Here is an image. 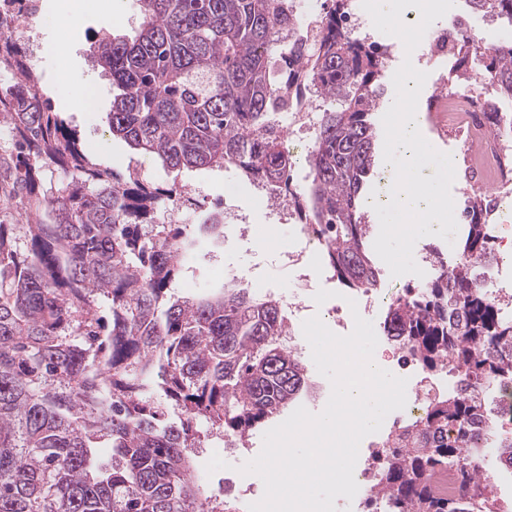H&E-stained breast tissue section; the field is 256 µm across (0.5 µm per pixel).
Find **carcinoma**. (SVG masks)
I'll return each instance as SVG.
<instances>
[{"label":"carcinoma","instance_id":"carcinoma-1","mask_svg":"<svg viewBox=\"0 0 512 512\" xmlns=\"http://www.w3.org/2000/svg\"><path fill=\"white\" fill-rule=\"evenodd\" d=\"M467 2L478 19L512 24V0ZM344 20L345 0H334L313 34L285 43L280 33L300 28L285 0H140L135 35L101 37L90 53L119 90L112 135L173 171L232 168L288 190L327 267L359 292L380 285L363 191L375 166L370 115L384 62ZM482 42L475 28L456 33L457 66L479 64L458 78H486L512 100V41L492 50ZM286 87L338 104L322 113L301 194L290 190L279 119ZM0 123L17 138L13 153L0 154V204L55 212L52 224L0 219V512H225L223 498L200 489L193 456L213 434L248 436L305 388L308 367L285 342L283 307L235 278L217 294L168 297L195 247L186 226L157 221L178 188L98 168L44 107L32 73L0 92ZM50 165L80 178L47 194L36 171ZM487 206L476 195L456 256H434L432 277L391 299L383 334L403 337L429 370L448 367L458 385L506 388L512 316L473 279L491 254ZM223 221L213 214L199 231L217 237ZM483 419L473 399L430 406L425 424L438 437L386 463L393 512H481L487 474L462 450ZM103 446L109 463L99 460ZM494 452L493 464L507 468L512 439ZM450 466L466 486L464 503L435 491L432 477Z\"/></svg>","mask_w":512,"mask_h":512}]
</instances>
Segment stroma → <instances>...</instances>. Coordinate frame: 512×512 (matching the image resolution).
Returning <instances> with one entry per match:
<instances>
[{"instance_id": "1", "label": "stroma", "mask_w": 512, "mask_h": 512, "mask_svg": "<svg viewBox=\"0 0 512 512\" xmlns=\"http://www.w3.org/2000/svg\"><path fill=\"white\" fill-rule=\"evenodd\" d=\"M39 13L31 22L40 43L38 54L27 62L28 69L36 76V89L51 110L66 122L69 128L91 150L93 163L100 168L125 175L137 172L160 187L176 184L196 188V202L182 212L183 224H199L211 211L227 204L250 213L254 223L260 224L262 234L255 244H236L234 239L213 240L199 238L196 250L184 259L185 267L173 282L176 296H195L223 287L227 273L243 274L250 268L261 271L266 282L281 291L297 288L298 283L291 268L275 259V247H287L296 236L291 224L268 226L266 210L255 198L249 181L232 169H201L174 172L148 154L134 153L120 138L112 136L107 114L112 104V86L102 79L89 58L93 38L112 34L133 36L139 24L138 0H70L77 20L68 28L60 27L57 19L58 0H38ZM466 0H456L455 6L428 28L423 41L414 50L411 60L414 67L429 75L418 100L423 115L424 136L437 150L449 154L458 151V140L452 127L434 124L429 109L439 87L432 77L439 66L429 53V42L436 32L446 29L457 16L469 15ZM80 74L93 90V105L86 112L69 111L66 102L68 80L71 74ZM381 302L364 312L374 329H381L387 312L386 302L405 288L422 286V277L406 274L391 276L386 264H379Z\"/></svg>"}]
</instances>
